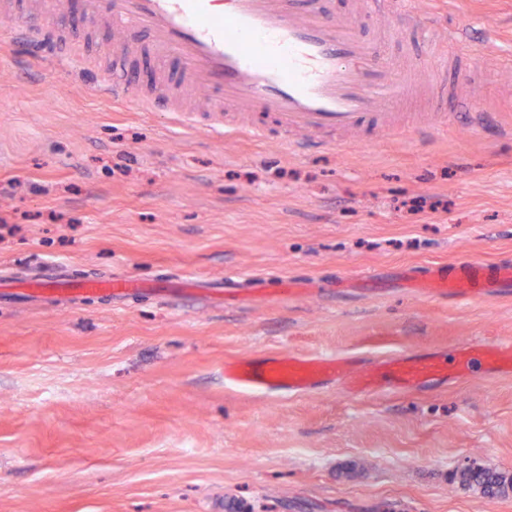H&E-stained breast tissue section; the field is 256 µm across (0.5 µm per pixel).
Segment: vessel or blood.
I'll return each mask as SVG.
<instances>
[{
  "label": "vessel or blood",
  "mask_w": 512,
  "mask_h": 512,
  "mask_svg": "<svg viewBox=\"0 0 512 512\" xmlns=\"http://www.w3.org/2000/svg\"><path fill=\"white\" fill-rule=\"evenodd\" d=\"M25 3L14 0L13 8L0 12V34L14 45L57 40L55 0H44L35 30ZM81 14L112 24L124 52L147 49L156 73L145 87L133 70L116 79L104 72L94 93L134 111L160 109L196 128L232 127L257 137L273 132L290 148L302 142L344 147L348 133L361 131L369 147L379 129L437 138L455 120L479 130L489 118L478 101L465 112L456 109L474 77L466 61L475 47L463 29L449 28V54L390 53L401 38L425 40L434 25L410 0H349L340 13L328 0H82ZM415 281L430 299L481 301L491 289L512 288V260L433 265ZM140 288L129 277L36 282L37 292L61 296L103 291L124 298ZM477 359L490 371L511 372L512 342L469 344L451 362L403 354L366 369L347 356H243L225 364L224 379L266 395H301L325 382L365 395L417 390L453 372L464 375Z\"/></svg>",
  "instance_id": "obj_1"
}]
</instances>
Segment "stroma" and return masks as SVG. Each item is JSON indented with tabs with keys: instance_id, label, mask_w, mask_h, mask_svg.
Masks as SVG:
<instances>
[{
	"instance_id": "1",
	"label": "stroma",
	"mask_w": 512,
	"mask_h": 512,
	"mask_svg": "<svg viewBox=\"0 0 512 512\" xmlns=\"http://www.w3.org/2000/svg\"><path fill=\"white\" fill-rule=\"evenodd\" d=\"M477 46L500 129L292 150L132 112L84 88L112 65L80 0L55 47L0 45V512H512L458 477L512 471V373L353 397H270L224 382L250 354L452 355L512 341V297L425 299L408 274L512 258V0H417ZM494 16L489 32L484 20ZM128 276L120 302L36 296L30 280ZM378 290L335 289L337 275ZM204 282L192 294L165 286ZM299 283L306 295L277 303Z\"/></svg>"
}]
</instances>
